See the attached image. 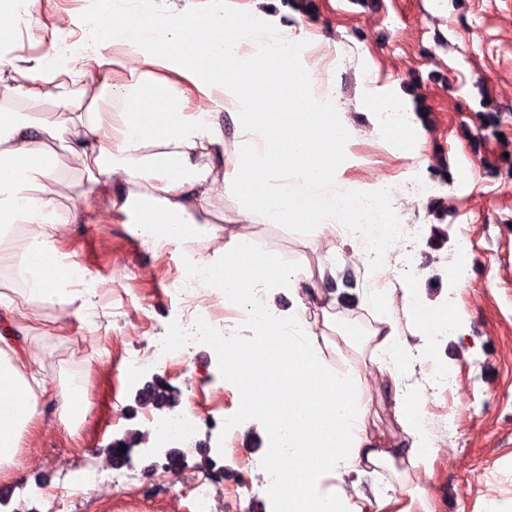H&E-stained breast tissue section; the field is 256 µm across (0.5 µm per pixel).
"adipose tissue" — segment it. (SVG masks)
<instances>
[{"instance_id": "1", "label": "adipose tissue", "mask_w": 512, "mask_h": 512, "mask_svg": "<svg viewBox=\"0 0 512 512\" xmlns=\"http://www.w3.org/2000/svg\"><path fill=\"white\" fill-rule=\"evenodd\" d=\"M266 2L248 0L237 8L231 0H215L203 13L147 8L128 14L113 0H95L76 41L0 69V78L10 81L11 99L53 108L38 122L0 113V215L27 227L10 248L0 249V265L20 260L26 303L68 307L75 293L61 288L63 271L79 284L87 276L66 268L55 248L87 212L65 217L54 206L59 173L45 160L51 139L91 158V180L111 209L137 210L139 223L152 226L161 240L198 235L193 211L230 193L239 201L242 222L262 218L306 227L314 239L335 225H355L371 242L373 276L385 275L383 192L359 183L337 190L345 148L356 131L337 110L333 80L318 82L316 65L300 54L297 36L267 16ZM91 63L112 64L121 78L103 83L88 103L64 88ZM159 67L167 77L156 76ZM192 87L202 94L195 105L188 95ZM218 110L235 126L233 145L225 144L212 121ZM202 150L212 164H200ZM228 155L233 174L226 178L221 170ZM130 184L140 193H122ZM208 234L224 247L220 259L197 264L201 284L222 289L225 307L250 314V336L225 351L224 374L240 380L238 409L263 440L278 512H409L402 496L426 495L410 475L428 470L438 448L422 413L401 398L414 355L390 311L417 313L426 330H456L462 323L458 310L445 303L425 310L412 289L375 287L370 302L382 315L359 335L338 322L335 293L317 288L308 267L285 268L252 240L226 234L217 224ZM282 293L292 299L286 311L275 303ZM313 305L330 336L312 332L307 313ZM358 344L375 349L378 395L398 399L396 440L371 439L373 401L358 394L359 372L332 368L323 358V346ZM48 391L37 358L25 360L0 346V479L21 466V441L35 436ZM370 468L393 472L398 495L370 497L351 480V473Z\"/></svg>"}]
</instances>
